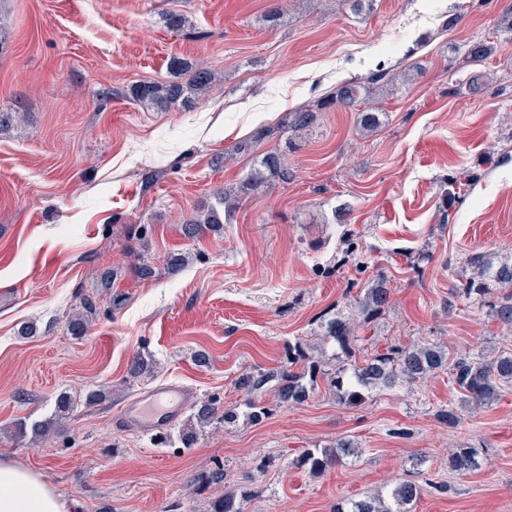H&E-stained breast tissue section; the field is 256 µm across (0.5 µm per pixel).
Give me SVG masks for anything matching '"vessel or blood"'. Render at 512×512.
<instances>
[{"mask_svg": "<svg viewBox=\"0 0 512 512\" xmlns=\"http://www.w3.org/2000/svg\"><path fill=\"white\" fill-rule=\"evenodd\" d=\"M191 400L190 390L183 385L176 382L164 384L140 393L123 406L118 421L132 429L160 433L174 424Z\"/></svg>", "mask_w": 512, "mask_h": 512, "instance_id": "obj_1", "label": "vessel or blood"}]
</instances>
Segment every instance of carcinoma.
Listing matches in <instances>:
<instances>
[{"label":"carcinoma","mask_w":512,"mask_h":512,"mask_svg":"<svg viewBox=\"0 0 512 512\" xmlns=\"http://www.w3.org/2000/svg\"><path fill=\"white\" fill-rule=\"evenodd\" d=\"M493 45L478 41L464 45L466 58L481 62L492 54ZM174 79L165 83L143 82L130 92L133 101L157 110H165L177 101L192 103L207 90L212 81V71L203 64L175 58L170 64ZM391 72L379 69L363 82H347L331 94L318 98L307 106L289 113L286 126L292 131L309 127L320 112L333 108H359V125L366 130L380 126L377 106L380 93L393 81ZM265 136L260 128L249 138L235 144L229 156H253V168L235 190L219 189L214 193L215 203L207 206L200 214L182 224L184 236L195 238L207 232H217L224 228L239 205L240 197L266 192L284 185L295 178L294 170L278 150H269L253 155L254 143ZM456 181L442 180L439 184L440 199L446 205L456 203L460 192L455 190ZM347 257L359 264H365L367 250L360 247L353 234L343 238ZM471 268V276L460 288L452 289L454 297H460L478 305L505 328L512 329V261L494 262L482 253H472L465 258ZM391 289L385 279H377L372 287L350 303L351 312H336L325 320L324 338L334 343L341 358V366L328 372L321 361L309 357L301 348L288 351V361L277 371L260 368L241 374L235 382L243 392L242 411L235 408H221L220 400L208 396L197 402L191 418L179 431L182 448L194 446L198 431L214 423L236 422L244 416L251 422H260L268 414L262 400L263 393L273 389L276 402L289 407L305 401L317 383L318 378L327 381L339 403L353 407L365 404L371 393L397 387L402 383L423 381L440 373L452 372L454 384L461 394V408L488 405L498 399L503 386L512 384V352L501 351L491 358L460 356L449 359L448 350L429 341H417L409 345H391L386 351L376 353L363 360H357L354 334L355 321L359 316L366 318L381 313L389 304ZM82 311L69 317L67 330L73 336L87 333L86 314L93 311L95 303L85 297L81 302ZM70 396L63 393L55 403L54 418L33 427L34 433L46 434L55 423L65 418L72 410ZM358 453L348 440L339 439L336 444L323 448H310L296 460V465L313 473H321L343 463L345 459ZM451 468L459 473H470L481 468L480 452L476 448L464 446L452 451L449 459ZM423 494V488L415 482H401L392 489L389 498L369 497L349 500L336 504L334 512H411L414 504ZM238 494L227 490L224 495L211 503L210 512H239Z\"/></svg>","instance_id":"cac0c4a2"}]
</instances>
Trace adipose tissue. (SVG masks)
Segmentation results:
<instances>
[{
  "mask_svg": "<svg viewBox=\"0 0 512 512\" xmlns=\"http://www.w3.org/2000/svg\"><path fill=\"white\" fill-rule=\"evenodd\" d=\"M0 512H68L42 474L0 460Z\"/></svg>",
  "mask_w": 512,
  "mask_h": 512,
  "instance_id": "ef3b65f1",
  "label": "adipose tissue"
}]
</instances>
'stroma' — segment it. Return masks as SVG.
Instances as JSON below:
<instances>
[{"label": "stroma", "instance_id": "35a3bbf8", "mask_svg": "<svg viewBox=\"0 0 512 512\" xmlns=\"http://www.w3.org/2000/svg\"><path fill=\"white\" fill-rule=\"evenodd\" d=\"M275 5L272 30L262 17ZM171 12L187 17L184 30L166 26ZM511 15L512 0H373L358 12L348 0H0V110L20 115L0 130V458L42 473L73 512H208L240 487V512H333L404 481L424 488L413 512H512V386L453 427L439 419L459 399L445 373L357 408L322 379L290 409L268 391L262 422L210 425L188 450L115 423L161 383L231 407L243 399L238 376L278 369L290 347L331 359L321 321L380 272L391 304L360 323L358 358L424 338L453 355L512 349L511 331L450 295L470 274L466 255L512 259ZM476 41L494 52L466 65L456 48ZM174 56L212 69L202 97L165 112L133 101L132 85L169 80ZM409 60L417 67L383 99L376 132L345 111L285 129L289 112ZM474 72L479 94L467 86ZM260 126L259 150L286 151L293 182L245 198L223 233L184 238L195 207L242 181L249 158L224 154ZM446 177L464 185L447 211ZM341 207L345 227L333 220ZM347 228L369 251L364 272L344 258ZM173 252L191 255L176 273ZM138 254L152 278L138 276ZM86 295L96 307L77 338L66 319ZM26 325L35 335H21ZM136 356L152 375H129ZM99 388L109 398L84 404ZM63 392L77 400L68 418L39 438L16 434L18 421L52 419ZM342 437L357 456L319 475L293 467ZM460 446L480 449V470H450ZM217 469L225 484L199 489L198 474ZM442 481L448 493L435 491Z\"/></svg>", "mask_w": 512, "mask_h": 512}]
</instances>
